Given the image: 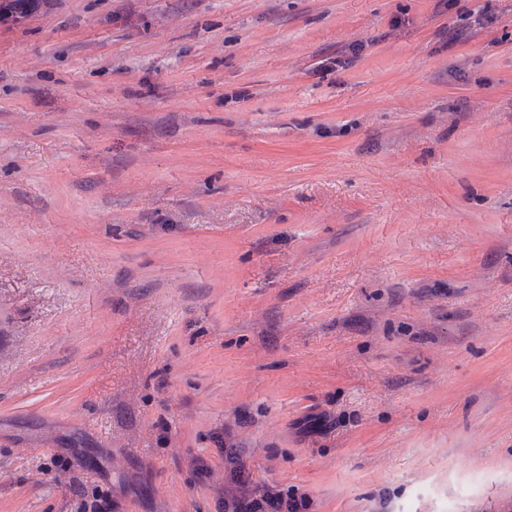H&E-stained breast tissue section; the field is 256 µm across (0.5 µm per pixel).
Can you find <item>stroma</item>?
<instances>
[{
    "label": "stroma",
    "mask_w": 512,
    "mask_h": 512,
    "mask_svg": "<svg viewBox=\"0 0 512 512\" xmlns=\"http://www.w3.org/2000/svg\"><path fill=\"white\" fill-rule=\"evenodd\" d=\"M232 454L512 512V0L0 23V512H218Z\"/></svg>",
    "instance_id": "35a3bbf8"
}]
</instances>
